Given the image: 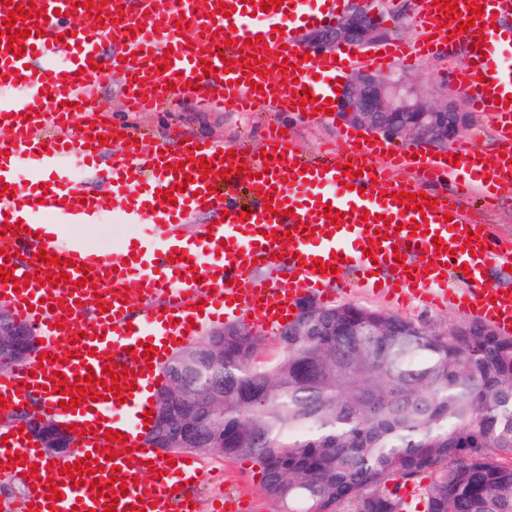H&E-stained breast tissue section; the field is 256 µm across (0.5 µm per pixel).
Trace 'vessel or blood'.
<instances>
[{"mask_svg":"<svg viewBox=\"0 0 512 512\" xmlns=\"http://www.w3.org/2000/svg\"><path fill=\"white\" fill-rule=\"evenodd\" d=\"M21 7L41 5L45 14L17 21L25 34L24 55L8 50L4 10L0 9V125L11 133L7 153L0 154V240L9 248L0 266L9 265L11 280L0 279V298L11 314L34 327L41 339L37 354L20 367L0 371V410L12 413L40 397L42 414L67 425H84L75 435L68 463L83 462L80 486L68 485L60 464L41 455L29 431L10 428L0 444V475L24 478L29 490L19 512H105L111 478L127 486L116 512H196L182 485L200 484L198 460L177 454L168 458L147 444L145 414L154 410L153 392L170 353L198 333L203 319H221L225 311L246 315L261 330L297 312L307 296L333 299L337 288L355 283L397 290L401 297L428 303H453L497 330L512 334V294L486 293L492 261L510 260L497 249L484 225L463 202L479 195L495 202L512 192V0H476L481 17H472L465 0H453L463 18L473 19L467 33L435 0H420L414 15L419 36L414 44L390 41L381 54L358 57L353 49L328 56L308 54L302 29L335 21L348 0H280L263 11L249 0H16ZM228 14H221V4ZM83 19L73 27L72 15ZM253 40L250 50L241 44ZM455 40L466 60L453 82L474 111L492 117L500 137L498 157L479 155L468 141L441 156L413 158L391 141L367 143L341 131L340 155L307 158L278 125L266 132L270 155H259L239 173L238 158L221 159L220 143L171 131L144 149L139 131L109 122L99 111L98 92L112 71L125 74L128 111H157L168 81L196 84V98L228 112L255 108L302 112L325 106L334 94L331 75L346 64L388 68L412 65L430 55L438 43ZM233 66H225V58ZM257 63L246 73L243 60ZM167 71H159V63ZM314 102H303V89ZM213 169L202 176L198 158ZM183 164L191 182L174 174ZM93 172L94 184L72 176L73 166ZM26 179H18L19 167ZM416 177L429 201L419 210L400 205L405 186L399 172ZM175 188V203L164 200ZM272 203H265V193ZM342 212L332 225L320 208ZM119 210L129 222L147 220L151 234L108 250L90 247L78 236L58 245L59 232L74 224H92ZM370 221H363L362 213ZM401 223L371 247L385 218ZM192 235H184L186 225ZM290 233L289 244L280 236ZM377 239V238H376ZM449 242L439 250L435 240ZM472 251H465V244ZM72 260L68 279L47 282L57 265H46L39 251ZM88 274H81L82 265ZM292 275L290 288L278 287L274 275ZM88 286H79L81 277ZM457 289H449V281ZM153 354H146V347ZM54 355L46 365L43 354ZM127 372L136 386L128 402L109 396L100 385L106 370ZM94 372L91 390L99 400L83 397L75 408L61 406L59 381ZM126 434V454L110 458L102 449L106 428ZM26 455L19 463L15 454ZM32 477H24V470ZM104 484L91 491V481ZM58 486L60 501L47 500L48 486Z\"/></svg>","mask_w":512,"mask_h":512,"instance_id":"1","label":"vessel or blood"}]
</instances>
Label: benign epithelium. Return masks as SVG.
Segmentation results:
<instances>
[{
    "label": "benign epithelium",
    "mask_w": 512,
    "mask_h": 512,
    "mask_svg": "<svg viewBox=\"0 0 512 512\" xmlns=\"http://www.w3.org/2000/svg\"><path fill=\"white\" fill-rule=\"evenodd\" d=\"M377 0H359L336 22L310 29L302 38L305 47L317 54H333L345 48L357 50L379 45L390 37L381 23ZM337 116L354 128L381 134L399 142H414L446 149L470 124V113L443 94L431 96L404 78L355 73L342 87ZM38 344L32 329L12 320L0 309V353L22 359L32 356ZM36 434L52 458L65 457L58 424L41 418L35 406L27 407Z\"/></svg>",
    "instance_id": "1"
}]
</instances>
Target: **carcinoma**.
Listing matches in <instances>:
<instances>
[{"mask_svg":"<svg viewBox=\"0 0 512 512\" xmlns=\"http://www.w3.org/2000/svg\"><path fill=\"white\" fill-rule=\"evenodd\" d=\"M278 337L245 324L187 344L181 379L195 453L246 458L286 512H406L400 490L429 478L421 512H512V337L481 322L442 336L357 305L319 306Z\"/></svg>","mask_w":512,"mask_h":512,"instance_id":"obj_1","label":"carcinoma"}]
</instances>
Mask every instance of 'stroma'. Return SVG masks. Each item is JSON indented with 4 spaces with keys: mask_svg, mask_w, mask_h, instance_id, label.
I'll list each match as a JSON object with an SVG mask.
<instances>
[{
    "mask_svg": "<svg viewBox=\"0 0 512 512\" xmlns=\"http://www.w3.org/2000/svg\"><path fill=\"white\" fill-rule=\"evenodd\" d=\"M462 57L456 49L444 55L425 59L415 66H397V73L429 93H445L457 98L448 76L449 69L461 67ZM121 75L115 74L102 86V105L115 119L129 118L133 126L144 135L145 143L165 133L176 125L189 132L211 137L227 144L244 143V160H251L264 147L262 129L270 123L284 125L296 137L299 147L315 153L337 144L339 130L344 123L337 116L313 120L294 114L279 112H227L217 106H204L191 97L165 98L155 112L126 115L123 107ZM79 234L87 244L96 248H111L126 244L140 232L139 225L122 224L106 219L96 224L79 227ZM335 305L356 304L370 309L397 314L416 321L428 330L443 332L448 327L470 323L467 312L452 305L432 306L412 298L400 301L396 295L374 293L363 288H339L335 291ZM206 479L194 487L198 512H213L217 499L228 496L241 501L247 512H284L283 506L266 495L258 466L246 459H227L219 453H202L198 456Z\"/></svg>",
    "mask_w": 512,
    "mask_h": 512,
    "instance_id": "stroma-1",
    "label": "stroma"
}]
</instances>
